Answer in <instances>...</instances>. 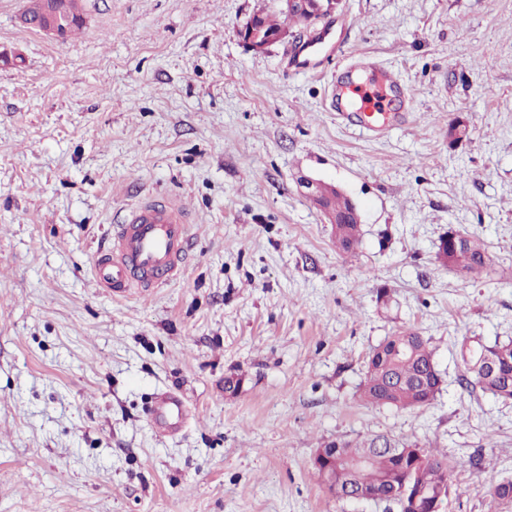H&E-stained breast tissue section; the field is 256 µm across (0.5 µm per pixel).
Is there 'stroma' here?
<instances>
[{
	"mask_svg": "<svg viewBox=\"0 0 512 512\" xmlns=\"http://www.w3.org/2000/svg\"><path fill=\"white\" fill-rule=\"evenodd\" d=\"M27 2L0 0V512H387L313 467L385 432L461 461L446 512H512L490 493L512 402L460 384L463 339H512V0H342L335 52L299 75L305 36H240L278 0H83L62 41ZM363 56L413 96L379 135L328 109ZM305 176L355 205L354 250ZM161 195L192 213L180 277L95 288V248ZM451 230L483 241L481 272L441 263ZM402 329L430 338L441 391L368 404V355ZM160 390L185 404L166 434ZM289 34L292 33H289L288 29L285 28L284 30L278 32L276 36L264 37L261 35L258 27L250 26V29L247 33L245 31L241 33V37L242 40L252 49L264 50L273 43L285 40L288 38Z\"/></svg>",
	"mask_w": 512,
	"mask_h": 512,
	"instance_id": "stroma-1",
	"label": "stroma"
}]
</instances>
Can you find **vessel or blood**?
<instances>
[{"instance_id": "obj_1", "label": "vessel or blood", "mask_w": 512, "mask_h": 512, "mask_svg": "<svg viewBox=\"0 0 512 512\" xmlns=\"http://www.w3.org/2000/svg\"><path fill=\"white\" fill-rule=\"evenodd\" d=\"M393 93L403 104L412 101L407 86L389 73H382L371 86L340 77L332 105L340 117H356L362 127L369 129L377 119L379 104ZM189 229L188 215L172 200L153 198L132 206L96 251L92 276L97 287L125 295L168 285L185 267ZM182 407L178 396L162 394L151 408L149 419L157 427H168L180 417Z\"/></svg>"}]
</instances>
